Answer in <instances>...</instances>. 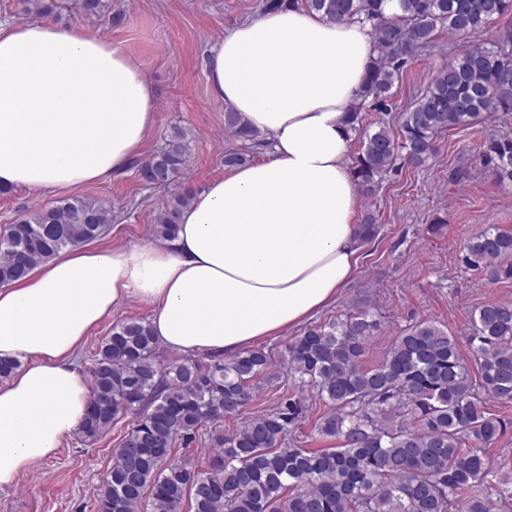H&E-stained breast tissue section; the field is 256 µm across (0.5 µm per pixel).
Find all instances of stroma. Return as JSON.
<instances>
[{"label": "stroma", "mask_w": 512, "mask_h": 512, "mask_svg": "<svg viewBox=\"0 0 512 512\" xmlns=\"http://www.w3.org/2000/svg\"><path fill=\"white\" fill-rule=\"evenodd\" d=\"M97 15H81L72 0H54L51 23L66 28L100 31L140 63L156 89V124L148 134L146 153L164 146L171 127L188 133L190 163L184 174L165 188L147 186L135 168L105 184L71 188L69 197L100 199L112 208V224L98 239L102 248L132 246L151 240V226L184 189L201 192L224 176V153L245 144L224 129L223 103L207 82L209 51L218 36L262 13V0H105ZM463 43L443 39L431 55L415 61L396 83L395 113L431 82L439 65ZM512 135V113L499 112L442 133L437 153L420 169L386 177L360 195L358 217L374 213L381 226L378 239L361 246L358 270L335 302L319 313L323 323L357 307L369 308L383 328L365 356L379 360L394 336L409 324L429 318L447 326L458 339L469 334L475 308L490 302H512V281L489 283L481 272L461 262L468 238L488 225L512 232V181L499 180L481 162L485 140ZM466 169L454 180L456 169ZM58 194L17 189L0 193V232L28 210L55 204ZM445 224L431 230L436 218ZM151 309L131 298L94 328L76 354L89 369L98 344L115 322L149 319ZM123 425L89 444L78 434L66 435L57 454L23 474L15 486L0 489V512H96L98 489L112 465V452Z\"/></svg>", "instance_id": "1"}]
</instances>
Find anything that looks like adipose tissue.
Here are the masks:
<instances>
[{"mask_svg": "<svg viewBox=\"0 0 512 512\" xmlns=\"http://www.w3.org/2000/svg\"><path fill=\"white\" fill-rule=\"evenodd\" d=\"M374 54L368 25L298 4L217 40L207 81L271 143L182 209L173 238L78 245L0 286V487L55 455L90 397L84 339L135 298L159 346L233 355L312 319L358 266L347 108ZM142 66L92 32L0 23V187L64 192L140 157L156 123Z\"/></svg>", "mask_w": 512, "mask_h": 512, "instance_id": "ef3b65f1", "label": "adipose tissue"}]
</instances>
